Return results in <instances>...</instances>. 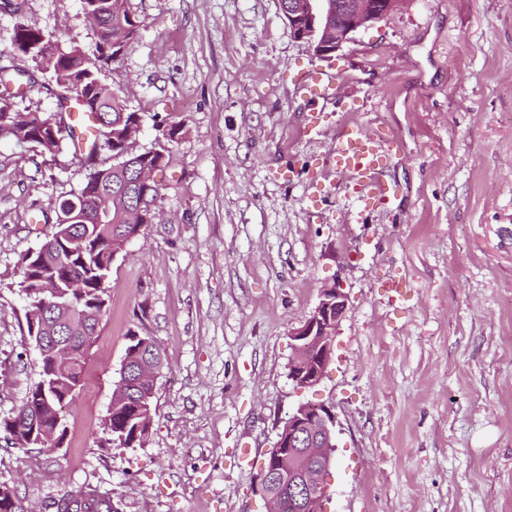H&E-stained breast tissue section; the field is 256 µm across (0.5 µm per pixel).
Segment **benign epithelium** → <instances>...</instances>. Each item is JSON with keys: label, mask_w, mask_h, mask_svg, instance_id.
Returning a JSON list of instances; mask_svg holds the SVG:
<instances>
[{"label": "benign epithelium", "mask_w": 512, "mask_h": 512, "mask_svg": "<svg viewBox=\"0 0 512 512\" xmlns=\"http://www.w3.org/2000/svg\"><path fill=\"white\" fill-rule=\"evenodd\" d=\"M403 0H278L294 39L305 42L320 60L335 57L362 28L383 20ZM343 286L320 290L319 301L302 324L290 333L294 355L288 377L299 390L323 379L333 353L339 323L348 307ZM288 456L310 458L311 465L288 471V500L294 512H310L327 493L334 443L330 409L303 403L288 416Z\"/></svg>", "instance_id": "obj_1"}]
</instances>
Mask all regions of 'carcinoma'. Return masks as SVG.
I'll list each match as a JSON object with an SVG mask.
<instances>
[{
    "instance_id": "obj_1",
    "label": "carcinoma",
    "mask_w": 512,
    "mask_h": 512,
    "mask_svg": "<svg viewBox=\"0 0 512 512\" xmlns=\"http://www.w3.org/2000/svg\"><path fill=\"white\" fill-rule=\"evenodd\" d=\"M84 13L97 25L94 57L78 46L65 48L53 31L32 29L17 21L12 45L38 44L53 40L57 55L42 47L33 49V68L0 65V139L17 144H36L54 153L65 141L75 142L76 132L68 104L82 102L86 111L112 114L107 126H95V137L87 155L91 166L87 180L70 198L87 194L90 216L80 224H59L35 251L18 260L20 286L28 300L26 332L39 353V380L29 389L12 415L0 419V431L13 448L61 447L66 434L64 408L75 401L82 388L86 361L105 311L107 280L114 258L125 251L142 225L151 223L155 211L143 206L135 213L142 196L157 204L159 186L135 182L140 168L151 171L166 167L172 143L179 133L177 124L155 126L154 146L142 153L128 151L141 127L140 117L127 111L99 76L98 62L116 61L126 44L138 32V23L127 0H80ZM48 71L50 82L41 87L56 99L53 113L19 112L13 100L21 94V81L37 84L36 73ZM102 152L110 159H99ZM124 373L113 384L112 398L104 422L112 443L122 447L142 444L152 421L154 384L141 378L144 369L161 370V349L150 336L133 337L124 358ZM278 484L270 489L275 512L288 508V473L276 475ZM112 497L97 488L81 486L67 492L56 503V512H99L93 505ZM0 512H29L17 491L0 483Z\"/></svg>"
}]
</instances>
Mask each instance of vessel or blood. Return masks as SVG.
<instances>
[{
  "label": "vessel or blood",
  "mask_w": 512,
  "mask_h": 512,
  "mask_svg": "<svg viewBox=\"0 0 512 512\" xmlns=\"http://www.w3.org/2000/svg\"><path fill=\"white\" fill-rule=\"evenodd\" d=\"M307 91L316 92L323 102L336 97L337 78L321 69L310 72ZM333 161L337 170L348 175L367 197H385L392 187L386 178L391 159L383 144L358 130L346 126L336 135Z\"/></svg>",
  "instance_id": "b4317fda"
}]
</instances>
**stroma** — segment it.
Here are the masks:
<instances>
[{
  "label": "stroma",
  "instance_id": "1",
  "mask_svg": "<svg viewBox=\"0 0 512 512\" xmlns=\"http://www.w3.org/2000/svg\"><path fill=\"white\" fill-rule=\"evenodd\" d=\"M129 7L138 35L100 72L143 119L129 149L152 147L154 122L181 131L155 220L112 263L62 448L0 438V482L32 512L81 485L114 512H264L258 468L311 402L336 418L324 512H512V0H404L328 62L277 0ZM17 21L97 41L80 0H24L20 19L0 13V61ZM320 68L344 77L322 108L298 91ZM346 125L390 142L388 204L329 164ZM88 173L71 144L0 142V418L38 378L18 259ZM333 283L349 306L301 391L289 335ZM135 335L164 367L147 439L119 448L103 421Z\"/></svg>",
  "mask_w": 512,
  "mask_h": 512
}]
</instances>
